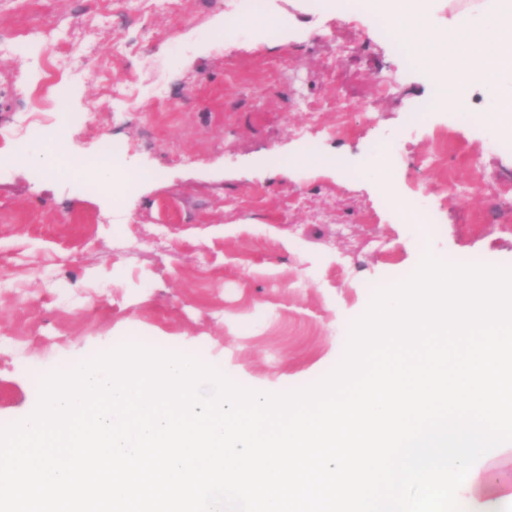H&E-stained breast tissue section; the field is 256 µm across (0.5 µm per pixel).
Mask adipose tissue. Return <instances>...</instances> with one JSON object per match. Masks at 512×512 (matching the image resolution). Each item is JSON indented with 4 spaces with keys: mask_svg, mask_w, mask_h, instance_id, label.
<instances>
[{
    "mask_svg": "<svg viewBox=\"0 0 512 512\" xmlns=\"http://www.w3.org/2000/svg\"><path fill=\"white\" fill-rule=\"evenodd\" d=\"M434 0H391L397 34L424 46L431 81L455 76L498 87L512 84V0H483L470 28L453 14L444 31L430 24Z\"/></svg>",
    "mask_w": 512,
    "mask_h": 512,
    "instance_id": "adipose-tissue-1",
    "label": "adipose tissue"
}]
</instances>
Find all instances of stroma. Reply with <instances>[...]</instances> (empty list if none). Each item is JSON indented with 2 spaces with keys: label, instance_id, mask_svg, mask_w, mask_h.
<instances>
[{
  "label": "stroma",
  "instance_id": "stroma-1",
  "mask_svg": "<svg viewBox=\"0 0 512 512\" xmlns=\"http://www.w3.org/2000/svg\"><path fill=\"white\" fill-rule=\"evenodd\" d=\"M249 3L0 0V34L55 29L85 64L125 41L106 81L73 69L54 92L100 114L72 123L68 155L124 140L145 174L116 202L9 161L31 107L16 89L43 83L46 52L28 42L0 54V427L36 409L46 376L134 334L260 393L302 389L342 361L373 284L404 280L423 254L512 268V150L482 148L489 126L421 112L444 87L396 54L366 9L265 0L284 21L275 39L240 29L217 44V20L249 17ZM104 9L135 22L113 29ZM108 85L131 99L113 102ZM302 129L321 163H300ZM443 129L447 166L427 167ZM395 137L406 149L393 189L429 202L436 232L388 205L366 169ZM450 179L485 190L454 195Z\"/></svg>",
  "mask_w": 512,
  "mask_h": 512
}]
</instances>
